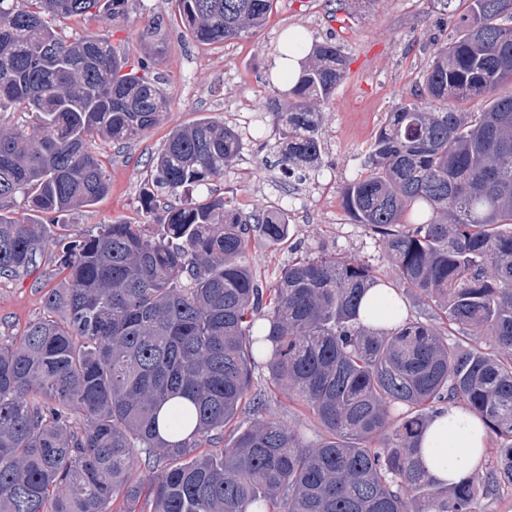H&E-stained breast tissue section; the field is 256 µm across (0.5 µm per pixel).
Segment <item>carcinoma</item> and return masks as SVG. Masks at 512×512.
Here are the masks:
<instances>
[{"label":"carcinoma","mask_w":512,"mask_h":512,"mask_svg":"<svg viewBox=\"0 0 512 512\" xmlns=\"http://www.w3.org/2000/svg\"><path fill=\"white\" fill-rule=\"evenodd\" d=\"M468 2L415 101L386 113L366 173L342 188L397 283L435 310L388 331L359 321L378 279L352 257H297L259 285L252 235L286 241L288 214L194 197L241 150L219 121L173 129L152 159L141 210L158 232L120 222L53 240L50 226L108 192L90 142L137 140L167 99L155 58L127 72L121 44L62 27L92 12L110 22L127 0H0V112L29 117L0 123V202L24 206L0 209V277L51 248L66 271L46 314L0 343V512H144L143 499L150 512H475L479 496L512 492V93L499 94L512 85V0ZM272 3L175 0L200 45L255 32ZM346 75L341 46L323 42L288 104L271 103L286 170L321 165V107ZM257 359L316 419L317 443L263 416ZM245 401L255 417L240 425ZM446 404L478 414L495 443L451 487L418 456ZM226 427L234 442L202 451Z\"/></svg>","instance_id":"cac0c4a2"}]
</instances>
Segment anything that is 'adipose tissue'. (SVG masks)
<instances>
[{
	"mask_svg": "<svg viewBox=\"0 0 512 512\" xmlns=\"http://www.w3.org/2000/svg\"><path fill=\"white\" fill-rule=\"evenodd\" d=\"M408 314L396 289L380 286L365 296L359 311L362 323L390 329ZM489 438L480 417L455 405L444 408L425 430L420 454L425 470L435 483L456 485L470 479L482 466Z\"/></svg>",
	"mask_w": 512,
	"mask_h": 512,
	"instance_id": "adipose-tissue-1",
	"label": "adipose tissue"
}]
</instances>
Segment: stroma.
<instances>
[{"label": "stroma", "instance_id": "stroma-1", "mask_svg": "<svg viewBox=\"0 0 512 512\" xmlns=\"http://www.w3.org/2000/svg\"><path fill=\"white\" fill-rule=\"evenodd\" d=\"M174 0H128L124 16L105 24L101 17L68 20L74 36L111 32L125 43L130 60L144 59L141 39L148 18H171ZM297 28L307 47L331 39L349 59V75L322 114L323 163L319 170L286 172L279 162V132L263 104L284 97L274 59L284 30ZM456 25L439 0H274L256 33L213 46L194 42L180 25L157 37L158 65L168 110L145 135L126 145L96 141L109 178L108 194L95 205L68 213L56 225L58 236L96 235L101 226L127 221L147 223L140 196L150 160L170 132L214 117L234 127L242 147L223 176L212 181L216 194L233 200L243 214L287 211L292 231L273 245L262 235L251 241L247 260L260 280L273 283L290 258L321 253L348 255L371 265L376 275L394 281L395 267L385 245L347 214L342 187L365 170L369 146L394 107L413 101L433 60L434 47L447 43ZM53 255L27 276L0 279V342L18 341L26 326L45 312L44 295L62 280ZM255 385L265 388V412L300 429L308 441L322 430L283 389L271 386L264 362L253 370Z\"/></svg>", "mask_w": 512, "mask_h": 512}]
</instances>
